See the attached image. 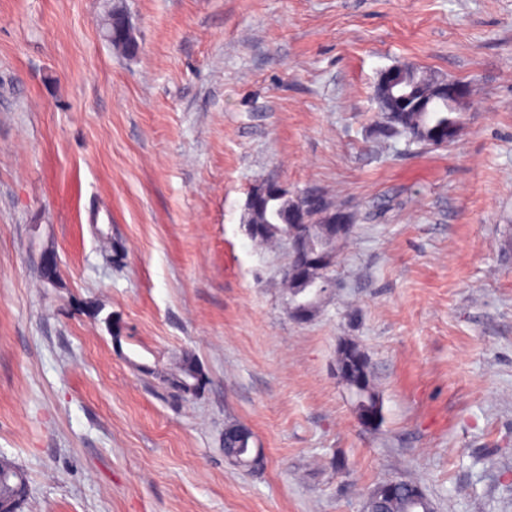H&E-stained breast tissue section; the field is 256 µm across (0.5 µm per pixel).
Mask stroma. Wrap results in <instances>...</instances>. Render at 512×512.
Returning a JSON list of instances; mask_svg holds the SVG:
<instances>
[{
	"instance_id": "35a3bbf8",
	"label": "stroma",
	"mask_w": 512,
	"mask_h": 512,
	"mask_svg": "<svg viewBox=\"0 0 512 512\" xmlns=\"http://www.w3.org/2000/svg\"><path fill=\"white\" fill-rule=\"evenodd\" d=\"M396 64L471 83L453 143L380 134ZM266 181L354 218L303 323L287 249L245 231ZM185 352L208 381L175 398ZM230 423L261 466L227 463ZM0 456L21 512H365L386 480L512 512V0H0ZM355 377H362L363 384L359 393V398L365 402L360 401L358 406V412H356L358 422L366 428L375 426L378 422L375 415L374 408L370 404L378 408L380 419H382V404L379 395L375 389L373 376L371 374V365L365 354V359L360 365L354 367ZM370 403V404H368ZM3 467L8 473L7 476L1 480L0 484L1 505L3 507H9V512H19L26 495L24 496L25 489L18 490L16 470H19L20 475L24 479V483H26L24 472L13 462L5 458H3Z\"/></svg>"
}]
</instances>
